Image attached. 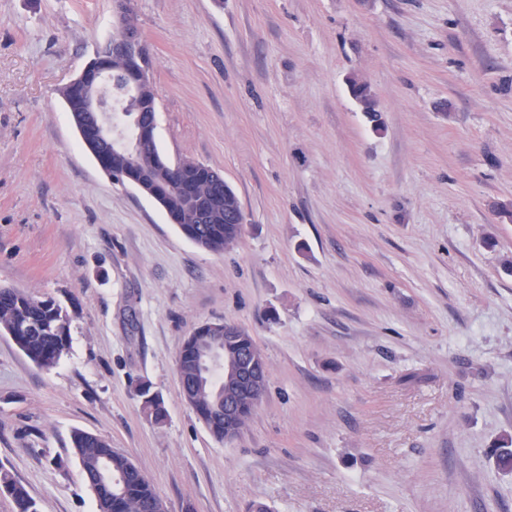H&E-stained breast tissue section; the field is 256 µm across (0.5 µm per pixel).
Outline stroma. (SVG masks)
<instances>
[{"instance_id": "stroma-1", "label": "stroma", "mask_w": 512, "mask_h": 512, "mask_svg": "<svg viewBox=\"0 0 512 512\" xmlns=\"http://www.w3.org/2000/svg\"><path fill=\"white\" fill-rule=\"evenodd\" d=\"M133 10L157 145L223 174L243 234L202 250L83 149L59 90L111 38L112 0H0V287L53 298L70 333L46 371L0 332V469L38 512H97L82 430L169 512H512V0ZM222 320L267 363L226 441L176 373ZM139 396L142 398L143 406L155 422H161L166 417V410L163 399L160 395L152 393L148 384L141 386Z\"/></svg>"}]
</instances>
